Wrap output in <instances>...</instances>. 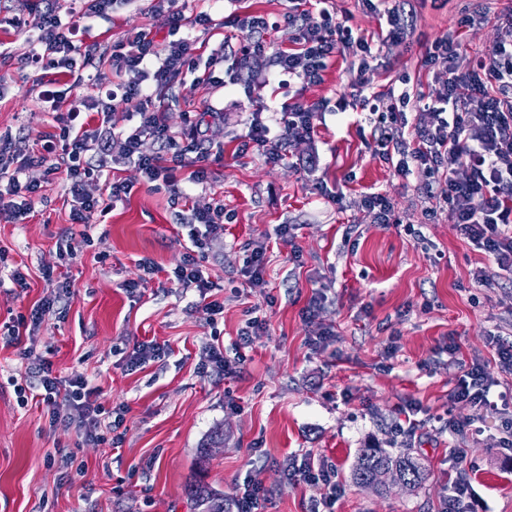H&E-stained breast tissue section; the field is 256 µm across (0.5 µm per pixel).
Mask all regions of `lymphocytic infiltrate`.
<instances>
[{"mask_svg":"<svg viewBox=\"0 0 512 512\" xmlns=\"http://www.w3.org/2000/svg\"><path fill=\"white\" fill-rule=\"evenodd\" d=\"M156 12L167 13L173 39L157 42L150 32L140 30L113 43L111 49L93 54L91 46L79 39L80 19L73 12H61L58 0H38L29 14L11 13L0 0V22L28 33L32 49L17 60L22 77L40 71H55L71 78L72 88L85 83L84 69L95 66L111 87L105 94L90 98L91 110L100 114L97 126L78 122L76 113L58 117V131L42 137L39 156L11 154L9 143L0 144V217L19 218L20 212L10 197L33 204L40 191L25 177L33 164H48L50 171H64L69 184L70 217L79 224L78 237H67L63 251L75 256L77 242H90L87 231L91 219L106 213L111 201L128 192L124 182L106 184L107 198L87 194V182L100 179L108 166L112 147H120L124 159L133 162L147 182L162 183L178 197H185L189 185L206 183L210 152L200 150L206 138L201 122H188L184 138L197 145L194 157L178 151V140L165 120L166 111L176 103V91L185 87L187 74L195 84L242 86L251 94L241 72L249 60L269 55L274 79L287 88L321 84L323 73L334 55L348 58L355 73L354 88L368 84L367 72L373 57L372 39L340 20L328 0H312L302 8L300 0H289L282 21L294 27L291 47L273 48L267 39L278 21L264 15L235 17L243 35L239 55L225 75L216 70L224 61L223 52H214L201 60L198 39L182 34L184 15L177 0H154ZM497 38L486 51L470 54L458 37L444 34L436 39L425 56L427 67L445 65L448 78L435 96L409 93L375 92L361 97L360 107L379 118L381 129L375 138V152L392 164L399 176L413 174L422 179L421 190L429 201L428 215L449 207L455 215V229L461 238L492 258L497 278L512 280V7L495 13ZM139 98L138 126L124 137H117L112 114L119 101ZM326 107L325 101L292 100L281 109L264 115L254 109L248 116V133L241 152L257 149L266 162L277 164L290 159L289 146L296 140H313L316 120ZM415 112L416 124H409L408 112ZM152 140L157 149L146 154L144 140ZM193 225L182 265L170 273L184 290L207 295L213 288L202 272L204 252L214 239L223 237L229 214L223 201L205 207L192 206ZM28 374L41 389V400L51 420L65 418L76 422L91 442L106 441L116 422L105 421L94 398L97 390L79 378L62 382L52 365L36 359ZM492 378L485 362H472L450 393L453 401H467L477 411L487 408L485 391ZM463 449H450L448 512H472L471 485L466 476Z\"/></svg>","mask_w":512,"mask_h":512,"instance_id":"lymphocytic-infiltrate-1","label":"lymphocytic infiltrate"}]
</instances>
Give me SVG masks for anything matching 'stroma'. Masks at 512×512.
I'll return each mask as SVG.
<instances>
[{"instance_id":"obj_1","label":"stroma","mask_w":512,"mask_h":512,"mask_svg":"<svg viewBox=\"0 0 512 512\" xmlns=\"http://www.w3.org/2000/svg\"><path fill=\"white\" fill-rule=\"evenodd\" d=\"M151 5L132 0L115 8L111 22L93 21L86 44L103 50L141 28L168 39V17ZM411 6V34L379 45L372 91L432 93L447 74L426 68L431 43L456 31L468 53L488 49L496 38L493 22L461 26V9L497 12L512 0H448L440 9L431 0H411ZM181 8L188 17L211 14L217 26L204 34L201 52L223 49L230 64L242 38L232 17H277L288 4L183 0ZM271 72L268 56L251 58L242 76L256 83L253 96L239 86L202 84L184 91L167 113L179 133L187 113L218 111L208 137L224 156L211 162L206 186L191 190L197 204L217 199L234 216L202 263L214 284L208 298L168 280L188 242V227L176 221L184 203L150 187L134 164L115 170L130 191L94 218L90 243L72 259L58 252L72 229L65 174L38 164L28 169L29 180L41 185L32 211L12 222L0 218V266L20 270L28 283L21 291L0 280V326L39 313L20 343L0 334V512H196L191 485L206 483L231 506L247 477L269 492L263 512H309L314 489L283 474L293 457L335 467L342 492L331 512H445L454 446L466 450L472 467L475 512H512V449L503 445L512 371L493 372L487 399L497 413L480 415L468 402L448 400L464 366L494 360L490 334L512 341V282L475 286L474 271H493L491 259L460 238L450 209L427 218L420 177L397 175L375 154L369 114L338 112L354 79L343 57L331 59L322 84L300 92L303 101L328 104L316 138L290 148L299 157L315 155V172L238 154L247 112L283 101L267 83ZM55 87V75L23 80L13 61L0 62V139L36 151L55 123L39 96ZM318 181L342 187V203L322 199ZM373 188L390 195L394 223H373L362 209L363 193ZM280 224L290 225L288 236L277 235ZM260 242L264 297L249 293L241 276L248 249ZM146 262L161 274L146 275ZM62 280L69 281L70 296L45 305ZM129 282L138 283L136 292L126 291ZM320 291L326 298L307 318ZM210 299L223 302L221 314L207 312ZM250 308L266 328L245 349L240 373H203L204 348H231ZM323 328L331 338L312 345ZM151 340L168 355L129 368L134 345ZM34 357L50 361L58 377L88 380L105 411L122 410L120 445L85 441L66 420L50 423L26 380ZM451 419L465 424L462 434H449ZM218 427L223 444L200 457L201 444ZM371 442L410 452L429 470L428 479L420 488L396 486L386 494L356 486L353 464Z\"/></svg>"}]
</instances>
